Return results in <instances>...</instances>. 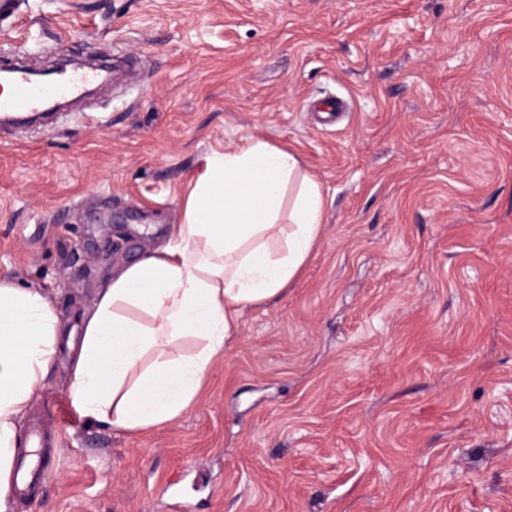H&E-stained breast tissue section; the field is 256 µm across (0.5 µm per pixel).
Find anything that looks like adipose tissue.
<instances>
[{
	"mask_svg": "<svg viewBox=\"0 0 512 512\" xmlns=\"http://www.w3.org/2000/svg\"><path fill=\"white\" fill-rule=\"evenodd\" d=\"M326 200L293 151L257 139L213 156L166 244L115 273L87 316L70 394L90 421L140 434L178 418L247 308L288 291ZM53 298L0 280V512H10L22 421L60 347ZM193 340L186 353L172 350Z\"/></svg>",
	"mask_w": 512,
	"mask_h": 512,
	"instance_id": "1",
	"label": "adipose tissue"
}]
</instances>
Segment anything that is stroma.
Instances as JSON below:
<instances>
[{
    "label": "stroma",
    "mask_w": 512,
    "mask_h": 512,
    "mask_svg": "<svg viewBox=\"0 0 512 512\" xmlns=\"http://www.w3.org/2000/svg\"><path fill=\"white\" fill-rule=\"evenodd\" d=\"M125 77L0 138V278L81 338L215 153L292 148L327 222L193 405L87 422L60 346L13 512H512V0H20L0 64Z\"/></svg>",
    "instance_id": "35a3bbf8"
}]
</instances>
